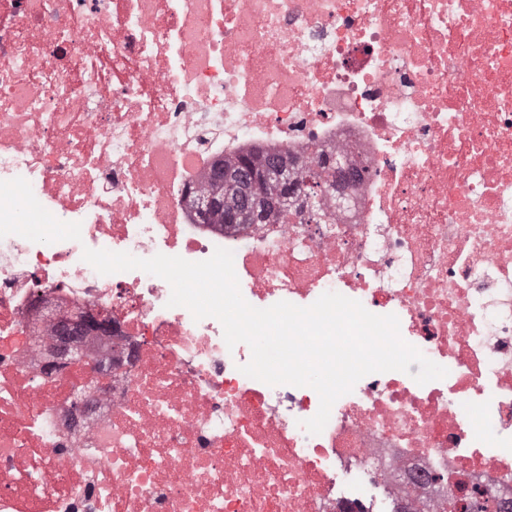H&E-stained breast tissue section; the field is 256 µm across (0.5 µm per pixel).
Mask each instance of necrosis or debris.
I'll return each instance as SVG.
<instances>
[{
	"label": "necrosis or debris",
	"mask_w": 512,
	"mask_h": 512,
	"mask_svg": "<svg viewBox=\"0 0 512 512\" xmlns=\"http://www.w3.org/2000/svg\"><path fill=\"white\" fill-rule=\"evenodd\" d=\"M343 155L326 224H205L216 158ZM234 254L245 300L333 291L444 366L309 387L84 249ZM103 315L51 365L49 308ZM512 500V0H0V512H442Z\"/></svg>",
	"instance_id": "obj_1"
}]
</instances>
